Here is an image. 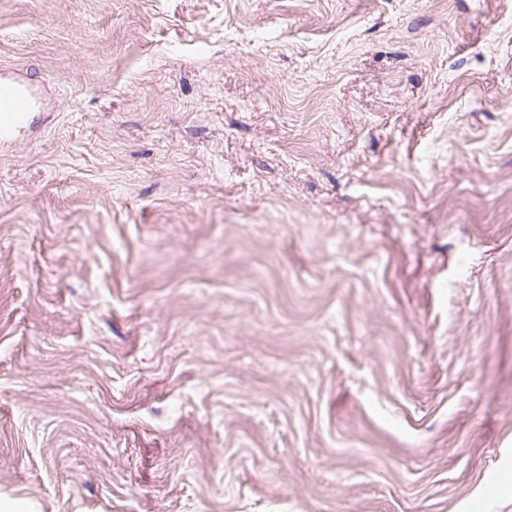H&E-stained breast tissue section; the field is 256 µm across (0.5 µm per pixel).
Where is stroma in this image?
<instances>
[{
    "label": "stroma",
    "mask_w": 512,
    "mask_h": 512,
    "mask_svg": "<svg viewBox=\"0 0 512 512\" xmlns=\"http://www.w3.org/2000/svg\"><path fill=\"white\" fill-rule=\"evenodd\" d=\"M0 512H512V0H0ZM43 98V90L23 71L0 77V143L11 142L31 129V113L43 104Z\"/></svg>",
    "instance_id": "stroma-1"
}]
</instances>
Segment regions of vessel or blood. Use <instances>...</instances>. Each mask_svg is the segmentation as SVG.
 Segmentation results:
<instances>
[{"instance_id": "b4317fda", "label": "vessel or blood", "mask_w": 512, "mask_h": 512, "mask_svg": "<svg viewBox=\"0 0 512 512\" xmlns=\"http://www.w3.org/2000/svg\"><path fill=\"white\" fill-rule=\"evenodd\" d=\"M43 103V92L24 72L0 77V143L15 140L30 130L32 112Z\"/></svg>"}]
</instances>
